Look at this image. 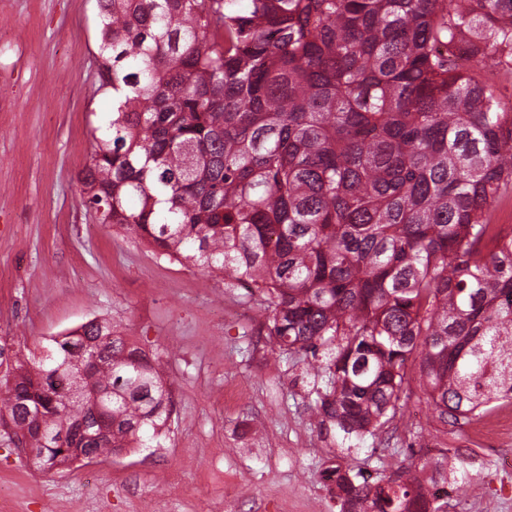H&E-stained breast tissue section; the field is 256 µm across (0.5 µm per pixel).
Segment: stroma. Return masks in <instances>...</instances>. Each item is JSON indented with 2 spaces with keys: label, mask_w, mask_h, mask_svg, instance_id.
Masks as SVG:
<instances>
[{
  "label": "stroma",
  "mask_w": 512,
  "mask_h": 512,
  "mask_svg": "<svg viewBox=\"0 0 512 512\" xmlns=\"http://www.w3.org/2000/svg\"><path fill=\"white\" fill-rule=\"evenodd\" d=\"M95 0H0V378L51 337L106 318L160 354L173 412L161 446L30 468L0 442L6 512H341L326 469L425 478L443 451L466 447L469 423L434 417L409 367L411 392L376 437L352 447L315 398L310 356L267 334L258 291L162 259L84 207L83 171L112 99L97 78ZM448 512H512V472L468 457Z\"/></svg>",
  "instance_id": "obj_1"
}]
</instances>
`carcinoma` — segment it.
<instances>
[{"label":"carcinoma","mask_w":512,"mask_h":512,"mask_svg":"<svg viewBox=\"0 0 512 512\" xmlns=\"http://www.w3.org/2000/svg\"><path fill=\"white\" fill-rule=\"evenodd\" d=\"M112 116L86 207L157 256L247 279L270 335L309 351L310 405L357 440L409 390L437 419L512 400V113L453 65L512 64V0H96ZM157 358L96 319L0 383V438L139 448L172 400ZM27 432H19L22 424ZM336 469L342 512H446L403 470Z\"/></svg>","instance_id":"carcinoma-1"}]
</instances>
